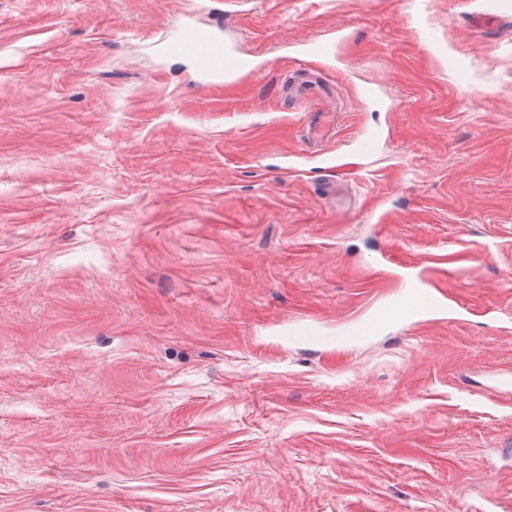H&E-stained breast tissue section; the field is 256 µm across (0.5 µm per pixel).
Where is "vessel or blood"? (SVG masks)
Listing matches in <instances>:
<instances>
[{"label":"vessel or blood","instance_id":"b4317fda","mask_svg":"<svg viewBox=\"0 0 512 512\" xmlns=\"http://www.w3.org/2000/svg\"><path fill=\"white\" fill-rule=\"evenodd\" d=\"M177 51L193 56L199 68L206 73H224L227 75H243L253 72V62L244 53L233 49L228 44L214 40L202 30L188 31L175 44ZM412 313L433 315L440 312L444 301L434 292L425 288L412 289L406 296ZM392 310L386 309L367 322L348 321L344 330L348 336H368L377 328L389 321Z\"/></svg>","mask_w":512,"mask_h":512}]
</instances>
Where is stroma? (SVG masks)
Here are the masks:
<instances>
[{
  "instance_id": "stroma-1",
  "label": "stroma",
  "mask_w": 512,
  "mask_h": 512,
  "mask_svg": "<svg viewBox=\"0 0 512 512\" xmlns=\"http://www.w3.org/2000/svg\"><path fill=\"white\" fill-rule=\"evenodd\" d=\"M507 370L512 0H0V512H512ZM174 48L193 56L199 68L205 73L243 75L253 72V62L244 53L231 46L214 40L202 30H189L174 45ZM405 299L411 307V314L433 315L445 306L441 298L426 288L412 289ZM393 317L391 308H387L379 313L378 316L371 319L369 322H357L356 320H349L346 322L344 330L345 336H368L371 335L377 328L389 321Z\"/></svg>"
}]
</instances>
